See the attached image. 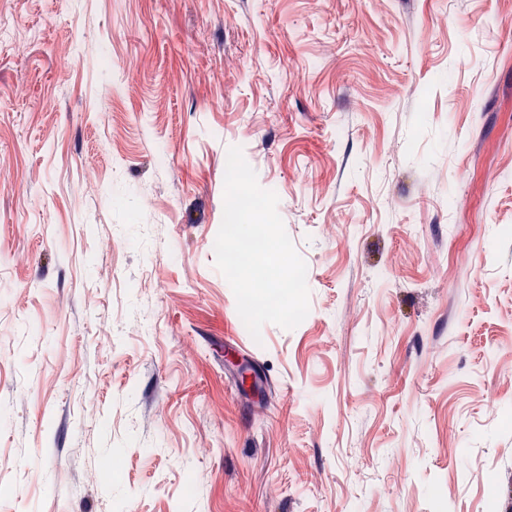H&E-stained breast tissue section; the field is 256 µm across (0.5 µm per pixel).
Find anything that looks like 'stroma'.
<instances>
[{"label": "stroma", "mask_w": 512, "mask_h": 512, "mask_svg": "<svg viewBox=\"0 0 512 512\" xmlns=\"http://www.w3.org/2000/svg\"><path fill=\"white\" fill-rule=\"evenodd\" d=\"M232 146L307 265L256 339ZM511 480L512 0H0V512H512Z\"/></svg>", "instance_id": "35a3bbf8"}]
</instances>
